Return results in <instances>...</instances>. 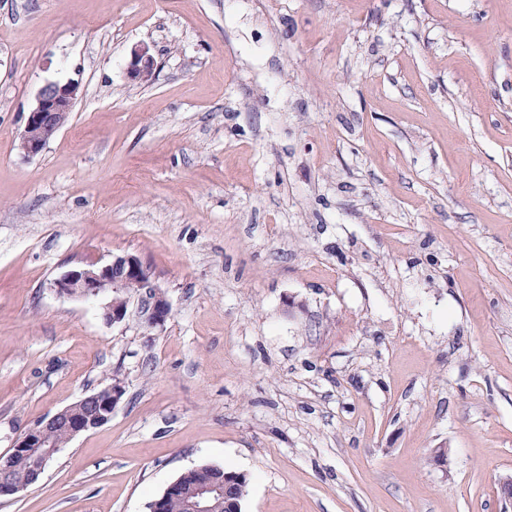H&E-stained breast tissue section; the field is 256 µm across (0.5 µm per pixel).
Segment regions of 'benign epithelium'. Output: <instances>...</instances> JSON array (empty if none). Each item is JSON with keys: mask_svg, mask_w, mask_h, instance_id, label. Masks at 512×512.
Segmentation results:
<instances>
[{"mask_svg": "<svg viewBox=\"0 0 512 512\" xmlns=\"http://www.w3.org/2000/svg\"><path fill=\"white\" fill-rule=\"evenodd\" d=\"M156 70V60L147 46L139 45L131 51L127 65V76L131 81L143 83L154 77ZM79 96L80 84L73 80L50 82L38 91L20 138V149L25 156H35L43 150L65 125ZM130 283L138 287V317L141 323L149 329L164 326L172 313L171 304L165 292L155 284L152 269L134 254H117L103 263L76 266L54 280L52 287L61 296L95 299L109 298ZM127 317L126 304L109 300L102 307V318L108 324H120ZM124 393V386L116 379L109 389L81 398L80 410L76 411L69 405L26 431L16 441L12 451L5 458H0V497L14 496L25 490L24 486L13 481L12 474L28 466L31 458L38 459L37 466L32 468L35 478L54 459L58 450L45 442V430L62 426L68 429L73 438L89 432L111 419ZM228 481V475L219 473L189 492L174 483L168 490L187 498L188 512H213L217 501L225 497Z\"/></svg>", "mask_w": 512, "mask_h": 512, "instance_id": "benign-epithelium-1", "label": "benign epithelium"}]
</instances>
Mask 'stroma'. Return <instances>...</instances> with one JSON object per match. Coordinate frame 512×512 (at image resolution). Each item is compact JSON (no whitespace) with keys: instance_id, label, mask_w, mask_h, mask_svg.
<instances>
[{"instance_id":"1","label":"stroma","mask_w":512,"mask_h":512,"mask_svg":"<svg viewBox=\"0 0 512 512\" xmlns=\"http://www.w3.org/2000/svg\"><path fill=\"white\" fill-rule=\"evenodd\" d=\"M120 253L163 327L52 289ZM116 380L0 512H512V0H0V457ZM156 70V60L147 46L139 45L131 51L127 76L132 82L145 83L147 79H153ZM79 96L80 84L75 80L50 82L38 91L20 138L25 156H35L43 150L65 125ZM212 467L217 466L202 465L186 471L179 478L184 486H192L204 481L212 471L210 469ZM224 472L234 474L231 478L230 488L228 484L229 475L219 473L212 475L207 481L197 485L189 492L185 490L184 486L176 485L175 481L166 490L185 496L188 512H212L217 504L216 500L224 499L229 488L227 497L217 505L215 511L240 512L241 503L248 494L249 479L242 473L225 469Z\"/></svg>"}]
</instances>
